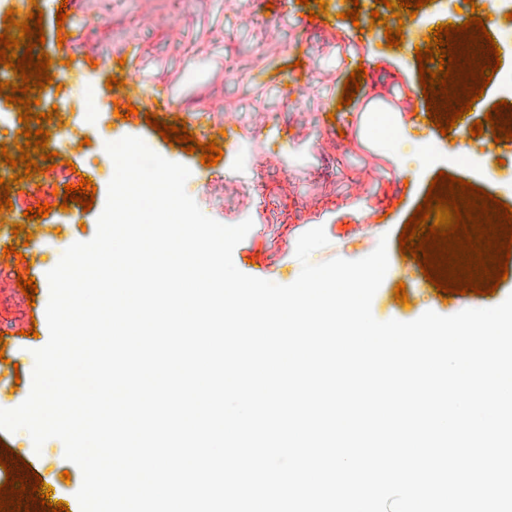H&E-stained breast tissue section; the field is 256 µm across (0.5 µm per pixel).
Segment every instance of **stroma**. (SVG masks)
Returning a JSON list of instances; mask_svg holds the SVG:
<instances>
[{"instance_id": "obj_1", "label": "stroma", "mask_w": 512, "mask_h": 512, "mask_svg": "<svg viewBox=\"0 0 512 512\" xmlns=\"http://www.w3.org/2000/svg\"><path fill=\"white\" fill-rule=\"evenodd\" d=\"M36 2L53 77L38 94L37 110H57L62 120L42 127L56 152L91 178L96 192L90 210L73 202L68 210L34 218L29 244H17L37 284L34 301L17 285L16 264L0 267V342L9 350L7 363L0 364V409L16 408L30 392L33 352L49 339L47 273L69 246L95 235L114 174L111 157L99 146L125 136L142 138L151 150L188 167L185 190L209 217L226 225L252 220L233 251L242 273L259 268L266 280L292 284L301 273L297 240L321 226L329 243L311 254L315 264L364 258L386 239L389 267L372 300L375 319L411 322L428 311L451 316L465 309L466 296L439 297L419 264L403 259L399 237L442 171L512 206V146L498 148L483 134L455 147L432 122L412 121L411 109L420 106L414 98L420 85L415 47L430 28L463 24L475 12L493 17L500 27L512 26L506 18L512 6L505 0H430L416 14L410 35L393 48L384 25L371 22L372 11L390 14L375 0H359L355 22L343 16L354 5L350 0H330L341 14L332 40L320 22L308 19L318 8L316 0L307 6L297 0H84L70 30L77 56L88 61L92 54L112 53L132 59L146 86L168 89L173 111L185 117L207 114L209 125L217 127L233 119L234 132L225 136L222 158L213 166L203 165L200 153L165 142L144 116L117 118L119 91L108 88L107 75L88 64L80 71L63 68L56 4ZM147 12L155 17L149 25L142 21ZM352 33L358 42L349 41ZM353 57L367 75L351 104L342 107L338 101L354 70ZM396 120L424 154L409 173L384 136ZM339 130L346 141L331 143L332 132ZM284 165L290 177L282 176ZM63 177L51 170L35 188L12 185L13 216L50 201ZM368 210L373 221L365 224L361 216ZM400 283L408 297L404 305L394 294ZM0 441L47 477L69 512H80L76 493L82 473L66 459L60 440H47L38 450L26 431L0 430Z\"/></svg>"}]
</instances>
